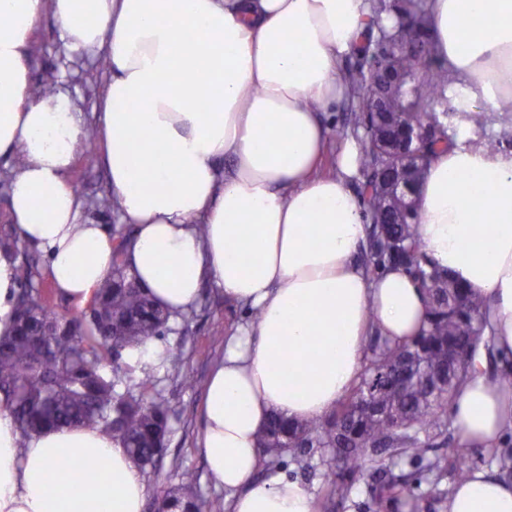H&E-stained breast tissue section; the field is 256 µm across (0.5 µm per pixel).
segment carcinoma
<instances>
[{"mask_svg": "<svg viewBox=\"0 0 512 512\" xmlns=\"http://www.w3.org/2000/svg\"><path fill=\"white\" fill-rule=\"evenodd\" d=\"M370 25L356 60L345 68L346 111L363 131L358 159L364 181L360 200L370 218L363 247L366 269L400 268L425 288L430 305L420 333L404 343L370 336L365 364L347 398L318 421L273 416L260 437L268 466L287 465L318 449L337 466L325 474L320 508L336 512L378 454L413 471L395 482L382 476L371 487L377 506L399 498L407 512H421L411 486L437 484L448 466V407L469 379L477 354L494 357L488 303L429 265L418 236L417 185L433 156L455 144L443 115L460 117L477 138L471 145L500 152L503 137L488 132L496 120L481 107L451 105L462 93L436 57L428 0H370ZM121 237L110 280L88 306L59 313L32 286L36 262L19 259L18 240L0 236V250L14 261L20 285L9 334L0 338V403L20 431L18 449L50 428L93 427L112 436L141 468H155L166 452L171 407L154 392L146 369L134 375L140 348L163 333L171 313L155 304L129 276ZM491 382L512 390V366L493 367ZM155 512H224L222 500L204 499L190 472L154 504Z\"/></svg>", "mask_w": 512, "mask_h": 512, "instance_id": "obj_1", "label": "carcinoma"}]
</instances>
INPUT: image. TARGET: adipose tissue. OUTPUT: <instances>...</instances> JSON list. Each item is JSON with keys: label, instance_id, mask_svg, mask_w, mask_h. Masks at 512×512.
Here are the masks:
<instances>
[{"label": "adipose tissue", "instance_id": "adipose-tissue-1", "mask_svg": "<svg viewBox=\"0 0 512 512\" xmlns=\"http://www.w3.org/2000/svg\"><path fill=\"white\" fill-rule=\"evenodd\" d=\"M368 12L367 0H0V156L26 148L9 212L16 235L46 254L54 286L90 301L115 246L103 225L83 222L65 181L86 135L70 98L29 91L47 13L69 48L110 60L97 134L119 219L135 227L132 275L173 313L208 280L259 314L228 337L207 384L200 449L229 512H315L297 481L255 477L269 416L328 415L354 386L371 333L404 342L426 321L411 277L373 275L354 259L368 234L349 187L357 139L336 176L313 174L329 144L320 115L345 97L340 64L363 44ZM431 16L437 55L469 103L512 102V0H432ZM417 196L423 253L488 298L495 349L512 360V156L453 146ZM448 413L465 447H499L512 434V391L475 359ZM19 438L0 407V512H142L143 473L110 436L64 428L23 449ZM91 457L95 474L76 480ZM446 512H512V481L472 472Z\"/></svg>", "mask_w": 512, "mask_h": 512}]
</instances>
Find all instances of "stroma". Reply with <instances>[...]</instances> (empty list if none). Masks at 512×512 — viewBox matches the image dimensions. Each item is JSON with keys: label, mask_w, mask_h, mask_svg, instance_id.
I'll return each instance as SVG.
<instances>
[{"label": "stroma", "mask_w": 512, "mask_h": 512, "mask_svg": "<svg viewBox=\"0 0 512 512\" xmlns=\"http://www.w3.org/2000/svg\"><path fill=\"white\" fill-rule=\"evenodd\" d=\"M49 71L56 75L55 91L69 93L75 103L77 120L85 128H92L95 105L105 92L109 76L96 69L94 58L66 51L59 25L47 17L35 34L32 86H39ZM66 180L83 184L86 220L104 225L115 237L128 233V226L118 223L113 207L107 204L112 191L101 155L75 159ZM245 317L244 310L225 305L223 295L206 284L197 307L172 318L159 338L160 346L180 347L184 356L176 367L152 359L147 362L155 377L156 392L168 398L172 408L166 456L156 469L144 472L148 499L160 498L176 487L186 471L195 475L203 498L223 497V490L211 482L206 461L197 448L205 401L204 383L215 360L224 352L228 331Z\"/></svg>", "instance_id": "1"}]
</instances>
